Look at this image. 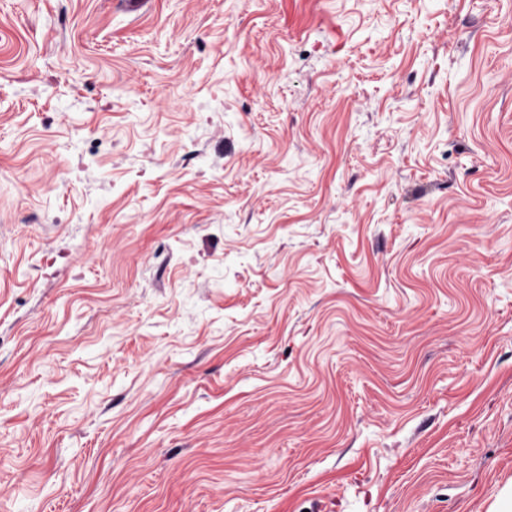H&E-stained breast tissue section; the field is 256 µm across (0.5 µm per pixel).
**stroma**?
<instances>
[{"label":"stroma","instance_id":"stroma-1","mask_svg":"<svg viewBox=\"0 0 512 512\" xmlns=\"http://www.w3.org/2000/svg\"><path fill=\"white\" fill-rule=\"evenodd\" d=\"M512 0H0V512H498Z\"/></svg>","mask_w":512,"mask_h":512}]
</instances>
